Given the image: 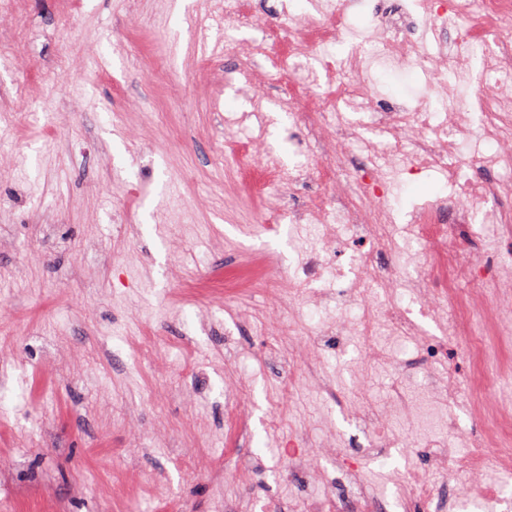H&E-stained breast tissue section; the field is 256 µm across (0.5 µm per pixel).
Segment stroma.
Here are the masks:
<instances>
[{"label": "stroma", "instance_id": "stroma-1", "mask_svg": "<svg viewBox=\"0 0 512 512\" xmlns=\"http://www.w3.org/2000/svg\"><path fill=\"white\" fill-rule=\"evenodd\" d=\"M27 19L29 60L0 58V87H26L18 112H0V512L28 502L33 512H231L225 490L205 463L219 448L224 415V310L177 297L184 277L207 278L236 248L285 264L318 246L308 229L280 217L274 231L248 232L275 202L240 175L251 158L238 147L228 163L211 162L224 142L213 106L251 108L252 89L225 81L236 51L262 38L241 26L224 33L215 0H82L60 21L63 0H14ZM70 74L85 73L84 94L57 99L39 86L60 49ZM156 68L150 86L143 70ZM424 85L411 70L376 71L375 89L407 102ZM260 149L283 166L303 162L288 112L265 105ZM57 219L58 233H36ZM130 354L140 337L159 347L122 372L99 355L105 335ZM250 354L241 408L250 438L239 456L258 454L261 471L240 494L256 512L288 497L287 461L267 434L269 394L279 370L258 362V330L238 327ZM188 354H180L185 338ZM290 416L321 438L311 467H332L337 434L355 422L312 384L288 398ZM408 468L431 472L440 492L463 491L455 473L434 471L425 449H389L370 461L368 481L396 512L392 478Z\"/></svg>", "mask_w": 512, "mask_h": 512}]
</instances>
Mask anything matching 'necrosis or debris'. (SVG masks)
Returning <instances> with one entry per match:
<instances>
[{"label": "necrosis or debris", "mask_w": 512, "mask_h": 512, "mask_svg": "<svg viewBox=\"0 0 512 512\" xmlns=\"http://www.w3.org/2000/svg\"><path fill=\"white\" fill-rule=\"evenodd\" d=\"M351 0H322L304 28L288 26V49L271 55L293 90L279 98L293 128L313 144L322 165L323 196L301 200L306 167L285 170L262 155L247 177L256 189L288 191L294 225L314 227L319 249L270 270L228 255L224 271L184 287L185 298L223 297L238 325L267 322L254 307L258 290L274 293L279 321L268 333L264 354L278 358L283 384L272 400L268 432L280 429L292 387L310 382L332 392L323 364L344 337H355L363 369L390 372L383 401L354 392L347 408L374 447H411L394 423L412 411L409 386L428 369L444 364L449 350L474 363L489 362L495 376H512V359L497 343L512 335V0H396L359 37L347 20ZM25 20L12 0H0V56L23 60ZM319 55L334 100L315 107L294 90L301 65ZM419 71L425 90L395 104L370 80L373 62ZM374 138H366L365 130ZM438 174L442 188L408 223H397L390 203L393 177ZM336 307L335 325H303L306 314ZM438 324L441 336H424L411 318L412 305ZM460 377L448 369L432 383L426 415L433 429L427 446L439 469L466 480L464 496L440 495L430 476L406 470L394 478L397 512H460L467 500L499 512L505 499L481 477L512 461L495 457L512 446V410L471 401L477 425L461 433L443 409L460 395ZM352 442L336 440L334 471H307L311 437L279 444L291 469L306 471L305 487L288 501V512H380L381 494L363 474ZM321 495H312V487Z\"/></svg>", "instance_id": "obj_1"}]
</instances>
